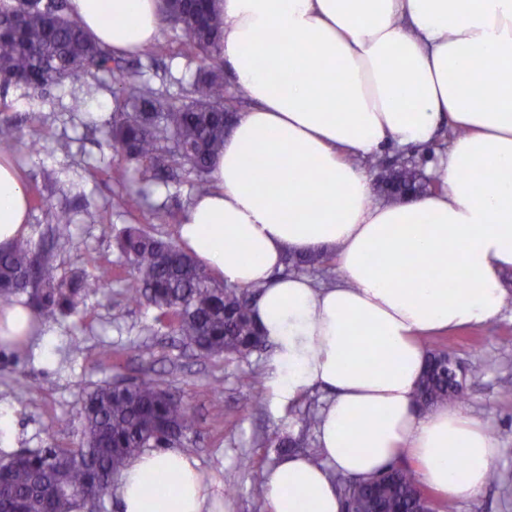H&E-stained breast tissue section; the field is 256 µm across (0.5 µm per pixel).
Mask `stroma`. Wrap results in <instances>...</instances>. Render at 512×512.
Returning <instances> with one entry per match:
<instances>
[{"instance_id": "1", "label": "stroma", "mask_w": 512, "mask_h": 512, "mask_svg": "<svg viewBox=\"0 0 512 512\" xmlns=\"http://www.w3.org/2000/svg\"><path fill=\"white\" fill-rule=\"evenodd\" d=\"M162 56L124 57L138 81L165 103L184 100L204 67L199 51L189 49L181 30L163 27ZM116 107L112 77L80 73L45 93L0 84V115L17 119L25 139L37 140L39 152L21 151L17 164L37 200L31 205V239L52 248L57 273L77 269L92 275L119 268L123 260L113 245L119 230L135 226L176 239V224H157L151 207L172 200L188 204L197 193L187 173L161 180L151 207L127 210L123 204L138 174L112 150L103 122ZM68 150H59V143ZM67 211L71 238L51 234L53 216ZM145 305L128 303L118 281L85 297L68 315L43 322L23 353L0 349V457L50 444L77 441L78 410L94 385L132 380L146 373L162 376L189 405L195 420L181 446L199 462L207 481L232 484L212 512H269L267 499L255 498L253 485L278 458L272 442L298 435L307 415L320 413L328 393L306 392L290 402L274 399L272 348L241 360L232 355L205 358L154 320ZM512 336V303L496 322L431 335V343L453 347L466 372L462 408L497 440L501 452L493 464L500 475L476 497L452 501L451 512H512V397L501 394L512 382V350L502 348ZM118 352L116 362L105 352ZM224 390L215 398L212 387Z\"/></svg>"}]
</instances>
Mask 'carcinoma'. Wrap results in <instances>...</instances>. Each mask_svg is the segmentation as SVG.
<instances>
[{"instance_id": "cac0c4a2", "label": "carcinoma", "mask_w": 512, "mask_h": 512, "mask_svg": "<svg viewBox=\"0 0 512 512\" xmlns=\"http://www.w3.org/2000/svg\"><path fill=\"white\" fill-rule=\"evenodd\" d=\"M164 26L181 29L200 48L208 66L180 106L163 104L116 61L110 49L94 42L69 12L68 0H0V82L46 92L77 72L112 74L115 92L131 103L112 113L107 136L126 160L138 165L140 178L127 191L125 204H149L156 172L168 159L197 178L198 192L209 188L211 165L224 146V62L221 36L224 20L214 0H160ZM20 125L0 119V156L13 155L21 143ZM129 269L124 278L127 301L153 307L156 321L202 356L233 354L246 359L266 346L253 320L251 304L259 289L239 288L215 279L179 245L129 226L115 237ZM333 257L329 251L289 255L295 269L318 270ZM112 271L89 276L75 271L57 274L51 253L29 239L0 250V299L27 296L37 320L55 319L73 311L90 293L106 287ZM416 401L429 406L457 402L466 393L452 383L454 354L444 345L430 348ZM79 440L74 448L53 445L20 450L0 458V512H72L76 502L94 512L112 495L125 464L148 448H165L193 429L190 408L164 381L145 374L129 383L95 386L79 408ZM388 480L377 487L370 480H341L340 494L353 504L375 500L383 512H439L419 494L413 466H390Z\"/></svg>"}]
</instances>
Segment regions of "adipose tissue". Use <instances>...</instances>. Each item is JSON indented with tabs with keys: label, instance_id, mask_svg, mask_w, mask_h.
I'll list each match as a JSON object with an SVG mask.
<instances>
[{
	"label": "adipose tissue",
	"instance_id": "ef3b65f1",
	"mask_svg": "<svg viewBox=\"0 0 512 512\" xmlns=\"http://www.w3.org/2000/svg\"><path fill=\"white\" fill-rule=\"evenodd\" d=\"M222 56L251 106L180 217L181 245L216 279L261 287L279 400L330 390L323 462L264 474L271 512H342L333 475L412 460L440 497L477 495L500 454L460 407L417 410L421 334L497 321L512 272V0H217ZM114 55L161 31L159 0H70ZM440 191L374 198L367 156L430 146ZM21 171L0 158V247L29 233ZM334 250L327 288L283 274L288 253ZM173 478L149 500L145 479ZM220 484L179 448L147 450L116 483L119 512H211Z\"/></svg>",
	"mask_w": 512,
	"mask_h": 512
}]
</instances>
